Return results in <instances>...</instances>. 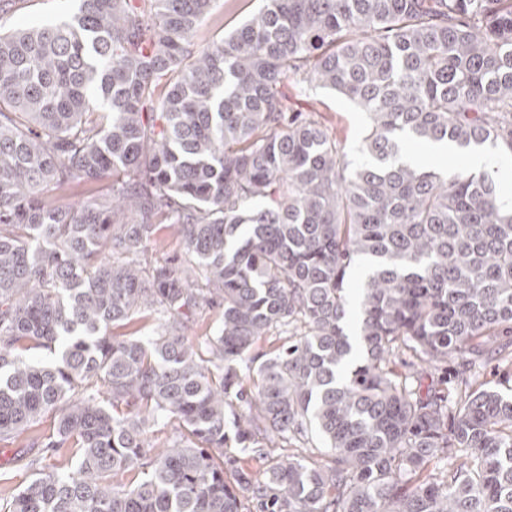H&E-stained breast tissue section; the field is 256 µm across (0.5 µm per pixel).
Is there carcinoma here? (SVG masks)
Segmentation results:
<instances>
[{"label":"carcinoma","instance_id":"carcinoma-1","mask_svg":"<svg viewBox=\"0 0 512 512\" xmlns=\"http://www.w3.org/2000/svg\"><path fill=\"white\" fill-rule=\"evenodd\" d=\"M214 2L0 32V440L55 422L3 512H512V395L471 381L512 357V210L494 169L400 157L512 152V0H263L203 44ZM312 84L366 114L361 162ZM160 224L184 253L152 263ZM313 433L318 462L224 469Z\"/></svg>","mask_w":512,"mask_h":512}]
</instances>
